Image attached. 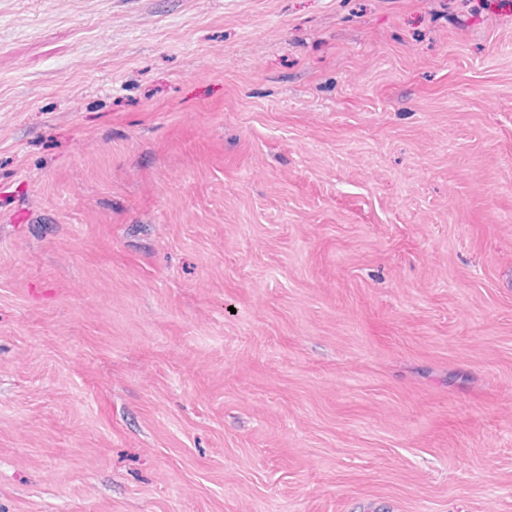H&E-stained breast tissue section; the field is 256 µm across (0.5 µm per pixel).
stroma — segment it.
<instances>
[{
    "label": "stroma",
    "mask_w": 512,
    "mask_h": 512,
    "mask_svg": "<svg viewBox=\"0 0 512 512\" xmlns=\"http://www.w3.org/2000/svg\"><path fill=\"white\" fill-rule=\"evenodd\" d=\"M0 512H512V0H0Z\"/></svg>",
    "instance_id": "stroma-1"
}]
</instances>
